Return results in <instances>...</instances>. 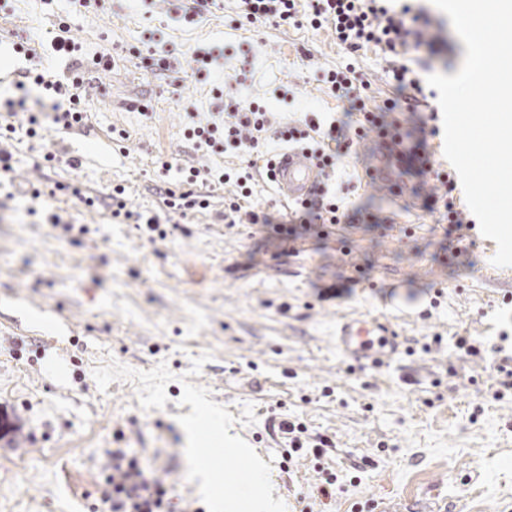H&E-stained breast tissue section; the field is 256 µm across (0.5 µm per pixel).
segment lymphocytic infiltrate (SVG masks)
Segmentation results:
<instances>
[{
    "instance_id": "lymphocytic-infiltrate-1",
    "label": "lymphocytic infiltrate",
    "mask_w": 512,
    "mask_h": 512,
    "mask_svg": "<svg viewBox=\"0 0 512 512\" xmlns=\"http://www.w3.org/2000/svg\"><path fill=\"white\" fill-rule=\"evenodd\" d=\"M240 7L243 17L251 23L272 21L279 25H306L315 30L330 27L338 45L349 54L370 45L382 47L384 52L392 55L398 49L412 47L424 52L422 65L427 70L444 60L446 41L442 35V22L432 19L425 8L413 7L408 0H240ZM30 80L51 95L68 100L67 110L54 113L55 124L65 129L82 125L81 76L75 75L63 82L41 71L32 74ZM323 83L331 94L349 97L351 109L359 112L365 125L376 130L379 137L390 139L394 146L400 147L402 155L418 161L422 171L434 173L442 186L453 189L450 173L434 170L426 140L405 146L400 134L385 122V113L400 110L399 97L385 99L382 104L367 108L361 95L365 83L349 65L325 72ZM269 128L270 120L263 107L254 102H243L232 112L214 116L210 122L190 123L185 133L200 148L217 151L231 146L251 153L265 141ZM317 131L323 132V139H314L313 134ZM280 137L307 144L315 159L326 169L335 168L343 157L342 152L332 146L336 138H343L348 146L353 143L347 135L345 122L340 119L332 121L326 128L312 120L303 130L295 127L281 130ZM218 179L223 183L236 182L240 189L239 198L230 200L227 206L225 221L234 225L246 220L272 227L283 245L303 233L324 237L325 226L341 223L343 218L335 196L322 193L297 206L289 220L274 223L264 212L243 211L242 200L252 195L246 177L235 178L231 173L222 172ZM110 456L105 476L108 487L105 501L110 505V512H176L170 489L157 472L124 449H113Z\"/></svg>"
}]
</instances>
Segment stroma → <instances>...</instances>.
I'll list each match as a JSON object with an SVG mask.
<instances>
[{
  "mask_svg": "<svg viewBox=\"0 0 512 512\" xmlns=\"http://www.w3.org/2000/svg\"><path fill=\"white\" fill-rule=\"evenodd\" d=\"M62 24L81 57L111 65L85 75L82 128L47 120L32 138L20 120L0 142L11 156L0 179V512H102L112 448L160 470L176 503L207 510L186 428L203 415L248 449L290 512L321 468L347 487L328 512H512V268L492 265L496 244L479 228L449 232L433 175L391 166L375 133L325 181L344 200L342 224L287 252L258 225L225 224L232 182L197 183L207 208L174 214L161 234L65 191L104 198L120 185L129 209L165 213L162 191H183L182 169L249 166L236 149H196L190 121L253 101L276 128L312 115L356 125L321 76L353 64L382 103L396 94L384 51L346 54L327 27L245 23L238 0L201 12L193 0H0V113L22 98L27 68H74L51 46ZM21 40L34 57L16 52ZM159 57L166 70L151 72ZM49 152L62 164L45 167ZM334 284L349 294L320 299ZM376 315L415 353L352 366L336 324ZM460 336L480 355L457 354ZM288 419L331 448L285 463Z\"/></svg>",
  "mask_w": 512,
  "mask_h": 512,
  "instance_id": "obj_1",
  "label": "stroma"
}]
</instances>
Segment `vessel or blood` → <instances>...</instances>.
Masks as SVG:
<instances>
[{
  "mask_svg": "<svg viewBox=\"0 0 512 512\" xmlns=\"http://www.w3.org/2000/svg\"><path fill=\"white\" fill-rule=\"evenodd\" d=\"M271 164L273 178L288 201L301 203L315 194L323 172L307 149L299 146L278 153ZM336 349L357 366L379 368L394 360L401 343L381 318H350L336 328Z\"/></svg>",
  "mask_w": 512,
  "mask_h": 512,
  "instance_id": "vessel-or-blood-1",
  "label": "vessel or blood"
}]
</instances>
